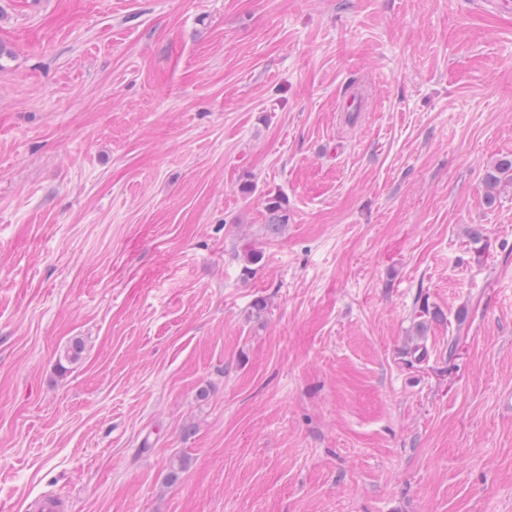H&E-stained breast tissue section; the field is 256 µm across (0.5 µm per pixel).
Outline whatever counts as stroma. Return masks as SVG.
Here are the masks:
<instances>
[{"mask_svg":"<svg viewBox=\"0 0 512 512\" xmlns=\"http://www.w3.org/2000/svg\"><path fill=\"white\" fill-rule=\"evenodd\" d=\"M504 157L512 7L0 0V512H512ZM512 171V159H500L486 175V198L488 204H493L496 199V192L502 182L506 181L503 176ZM285 204L282 196L278 194L267 195L265 203L267 223L263 226L269 237L277 236L288 223V211Z\"/></svg>","mask_w":512,"mask_h":512,"instance_id":"obj_1","label":"stroma"}]
</instances>
